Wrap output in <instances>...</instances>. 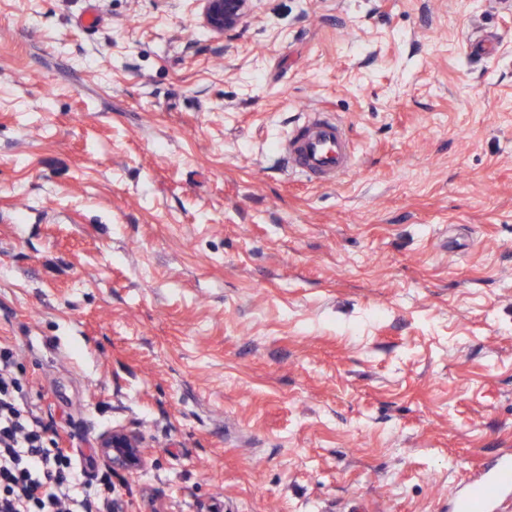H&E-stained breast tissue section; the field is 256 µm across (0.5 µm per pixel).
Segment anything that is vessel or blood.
<instances>
[{"instance_id": "1", "label": "vessel or blood", "mask_w": 512, "mask_h": 512, "mask_svg": "<svg viewBox=\"0 0 512 512\" xmlns=\"http://www.w3.org/2000/svg\"><path fill=\"white\" fill-rule=\"evenodd\" d=\"M278 149L289 167L329 183L352 164L346 130L329 112L309 113L296 124ZM453 512H512V457L497 459L473 481L471 491L456 496Z\"/></svg>"}]
</instances>
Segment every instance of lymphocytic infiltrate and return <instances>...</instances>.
I'll list each match as a JSON object with an SVG mask.
<instances>
[{
  "instance_id": "f902f5d3",
  "label": "lymphocytic infiltrate",
  "mask_w": 512,
  "mask_h": 512,
  "mask_svg": "<svg viewBox=\"0 0 512 512\" xmlns=\"http://www.w3.org/2000/svg\"><path fill=\"white\" fill-rule=\"evenodd\" d=\"M14 365L0 342V512H112L105 495L79 496L84 470L68 449L45 445L41 417L23 413Z\"/></svg>"
}]
</instances>
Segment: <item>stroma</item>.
Instances as JSON below:
<instances>
[{
	"label": "stroma",
	"instance_id": "obj_1",
	"mask_svg": "<svg viewBox=\"0 0 512 512\" xmlns=\"http://www.w3.org/2000/svg\"><path fill=\"white\" fill-rule=\"evenodd\" d=\"M318 111L333 184L276 149ZM1 340L92 477L145 435L125 512H451L512 452V0H254L228 35L0 0ZM100 463L106 470L130 472L147 461L145 436L139 431L112 429L99 438Z\"/></svg>",
	"mask_w": 512,
	"mask_h": 512
}]
</instances>
